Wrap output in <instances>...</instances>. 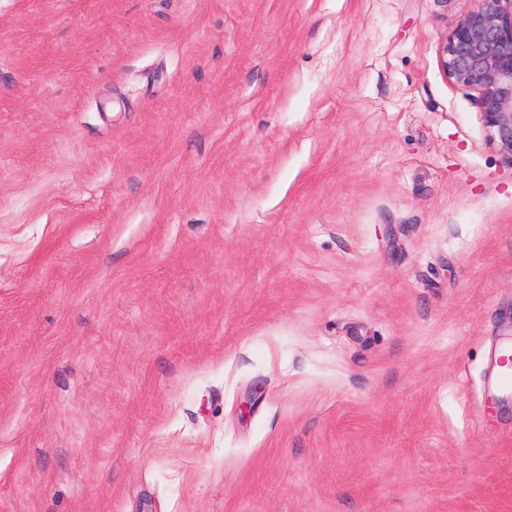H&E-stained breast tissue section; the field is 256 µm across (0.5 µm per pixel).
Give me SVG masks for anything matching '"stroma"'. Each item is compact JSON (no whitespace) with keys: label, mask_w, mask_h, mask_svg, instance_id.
I'll return each instance as SVG.
<instances>
[{"label":"stroma","mask_w":512,"mask_h":512,"mask_svg":"<svg viewBox=\"0 0 512 512\" xmlns=\"http://www.w3.org/2000/svg\"><path fill=\"white\" fill-rule=\"evenodd\" d=\"M474 7L0 0V512H512Z\"/></svg>","instance_id":"obj_1"}]
</instances>
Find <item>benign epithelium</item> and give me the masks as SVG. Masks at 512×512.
<instances>
[{
  "label": "benign epithelium",
  "mask_w": 512,
  "mask_h": 512,
  "mask_svg": "<svg viewBox=\"0 0 512 512\" xmlns=\"http://www.w3.org/2000/svg\"><path fill=\"white\" fill-rule=\"evenodd\" d=\"M446 39L441 65L480 94L490 140L512 156V0H476Z\"/></svg>",
  "instance_id": "benign-epithelium-1"
}]
</instances>
